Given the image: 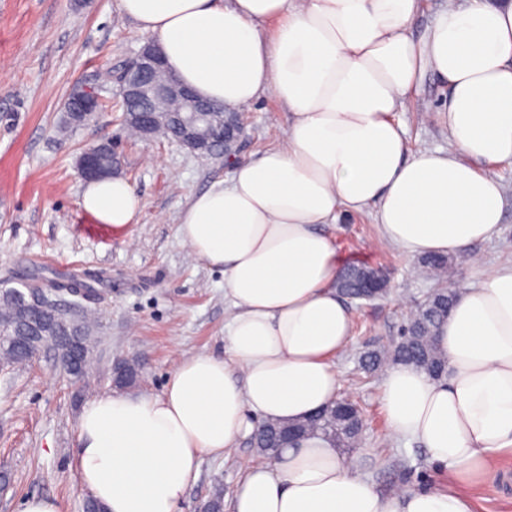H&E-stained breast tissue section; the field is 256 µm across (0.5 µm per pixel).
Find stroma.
I'll return each instance as SVG.
<instances>
[{"label":"stroma","mask_w":512,"mask_h":512,"mask_svg":"<svg viewBox=\"0 0 512 512\" xmlns=\"http://www.w3.org/2000/svg\"><path fill=\"white\" fill-rule=\"evenodd\" d=\"M150 40L121 15L119 0H0V288L17 286L36 265L107 280L84 382L69 380L49 352L0 369V512H21L32 496L56 499L62 512H86L89 496L74 468L77 420L87 401L112 392L113 362L138 360L143 369L135 393L157 396L183 358L224 352V275L190 256L179 233L181 215L193 195L228 178L235 162L282 144L288 111L269 96L243 108L244 133L231 162L130 134L119 86L103 74L119 72ZM89 87L111 108L84 124H67L68 99ZM446 94L441 80L427 75L406 109L395 113L410 150L447 147L437 112ZM103 139L117 144L114 176L139 198L136 223L100 224L78 204L85 182L76 159ZM480 169L500 179L506 205L497 236L453 256L461 289L512 263V165ZM331 233L338 264L368 262L389 282L386 296L351 304L352 340L333 360L343 392L363 408L359 447L368 454V475L385 493L395 486L445 488L447 471L416 441L391 434L381 377L359 365L365 351L397 340L407 308L423 300L437 276L418 257L380 245L374 208L341 214ZM255 458L245 439L227 454L203 456L178 512H198L218 489L231 496ZM493 465L494 485L475 481L466 488L474 512H512V455L495 457Z\"/></svg>","instance_id":"35a3bbf8"}]
</instances>
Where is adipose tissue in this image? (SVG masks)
Wrapping results in <instances>:
<instances>
[{"mask_svg":"<svg viewBox=\"0 0 512 512\" xmlns=\"http://www.w3.org/2000/svg\"><path fill=\"white\" fill-rule=\"evenodd\" d=\"M421 7L120 0L183 84L228 107L274 97L291 121L283 144L193 196L181 217L193 256L224 274L223 355L183 360L161 395L105 393L82 408L74 467L104 512H178L203 455H223L259 420L335 402L331 360L351 341V312L322 225L376 205L382 240L413 256L497 235L503 189L477 165L512 164V0H449L416 37ZM429 72L448 85V146L412 152L392 114ZM80 206L101 224L138 214L119 178L86 183ZM436 342L445 376L393 364L381 398L392 432L447 470V490L382 494L360 455L314 436L248 469L232 512H473L463 484L493 482L492 455L512 449V265L459 294Z\"/></svg>","mask_w":512,"mask_h":512,"instance_id":"adipose-tissue-1","label":"adipose tissue"}]
</instances>
